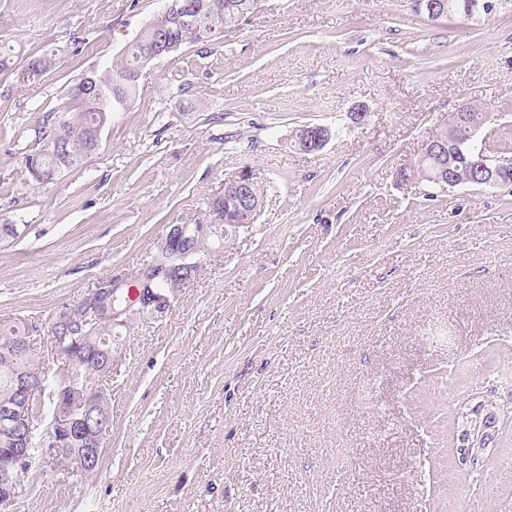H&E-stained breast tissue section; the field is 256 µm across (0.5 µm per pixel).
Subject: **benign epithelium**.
<instances>
[{
	"instance_id": "benign-epithelium-1",
	"label": "benign epithelium",
	"mask_w": 512,
	"mask_h": 512,
	"mask_svg": "<svg viewBox=\"0 0 512 512\" xmlns=\"http://www.w3.org/2000/svg\"><path fill=\"white\" fill-rule=\"evenodd\" d=\"M329 135L315 132L310 128L299 140L306 152H316L323 148ZM426 146L440 158V165L430 175V179L454 186L476 185L486 188L505 186L500 178L504 171L512 168V163L503 157L488 155L484 152L474 161L476 168L483 172L477 181L461 176L458 167L446 159L448 145L439 136L426 141ZM255 182L251 170L244 168L235 176L224 180V199L227 210L233 214L238 224H250L254 221L261 201L254 199L248 188ZM207 235L205 224H173L162 246L164 253L171 259H181L199 249L194 244ZM106 308L109 316L118 318L129 311V307L116 309L107 294L90 291L79 303L77 310L82 320L89 325L99 323L101 308ZM67 319L59 314L50 320L54 332L53 349L56 357L74 366L82 362L84 350L91 348L99 353L98 367L100 376L87 380L79 386H67L60 389L59 397L64 403V411L55 413L44 431V444L48 445V455L54 461H62L80 472L98 465L101 456V442L109 421L107 394L102 388L101 378L112 371V346H100L91 336H73L66 329ZM21 352L31 353L33 348L29 336H16L0 344V355L11 358ZM13 402L0 408V428L13 444L10 453L0 459V500L12 501L18 494L15 482V470L26 463L30 457L32 436L42 424L40 401L43 394V380L32 378L23 372L12 378ZM499 417L496 405L489 401H479L458 409L456 419V462L461 466H471L472 460L482 457L485 451L494 446L499 435Z\"/></svg>"
}]
</instances>
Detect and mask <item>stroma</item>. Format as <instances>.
<instances>
[{"instance_id": "obj_1", "label": "stroma", "mask_w": 512, "mask_h": 512, "mask_svg": "<svg viewBox=\"0 0 512 512\" xmlns=\"http://www.w3.org/2000/svg\"><path fill=\"white\" fill-rule=\"evenodd\" d=\"M494 3L434 22L412 0H261L149 66L100 149L41 184L37 129L165 0H0V322L48 373L52 316L145 267L168 225L210 223L228 176L264 190L164 307L113 325L96 472L35 466L5 512H512V188L398 177L464 102L497 114L478 146L512 156ZM316 125L328 143L299 150ZM486 398L502 433L475 475L455 415Z\"/></svg>"}]
</instances>
